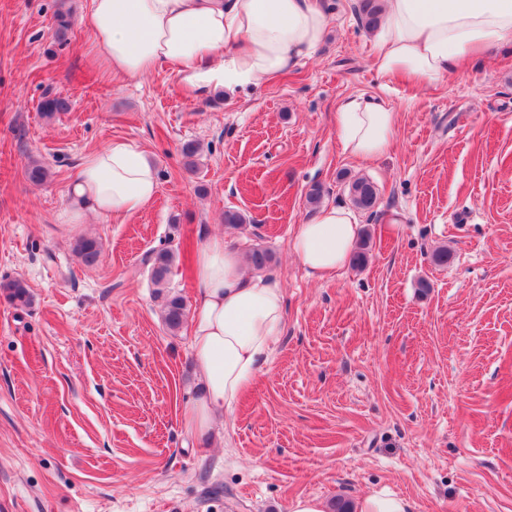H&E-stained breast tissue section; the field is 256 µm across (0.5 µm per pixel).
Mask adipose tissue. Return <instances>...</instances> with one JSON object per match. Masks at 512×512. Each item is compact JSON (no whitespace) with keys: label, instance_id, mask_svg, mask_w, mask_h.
<instances>
[{"label":"adipose tissue","instance_id":"obj_1","mask_svg":"<svg viewBox=\"0 0 512 512\" xmlns=\"http://www.w3.org/2000/svg\"><path fill=\"white\" fill-rule=\"evenodd\" d=\"M374 32L375 69L386 76L432 85L458 73L474 56L512 43V0H383ZM91 50L108 74L143 78L166 65L192 96L236 93L278 78L311 58L328 26L321 0H91L84 18ZM397 115L356 97L334 114L344 153L362 161L384 156ZM149 154L115 139L83 157L66 188L71 223L133 216L158 193ZM358 228L341 207L323 206L298 225L291 252L308 277L346 267ZM195 273L203 289L189 320L201 390L186 405L191 436L210 435L270 364L285 331L279 281L247 271L240 252L220 235L201 245Z\"/></svg>","mask_w":512,"mask_h":512}]
</instances>
